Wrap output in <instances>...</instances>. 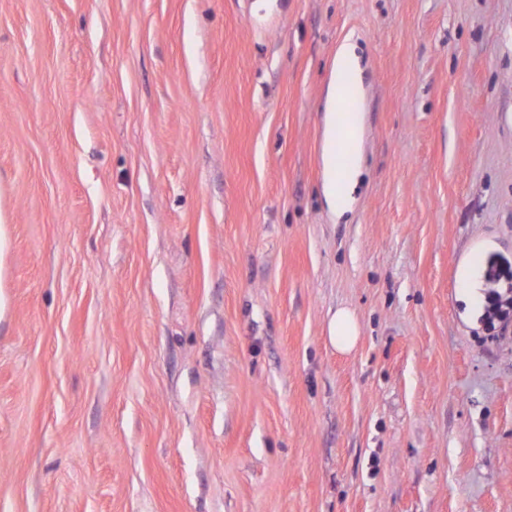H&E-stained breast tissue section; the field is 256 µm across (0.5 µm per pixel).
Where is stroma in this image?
<instances>
[{
  "label": "stroma",
  "instance_id": "1",
  "mask_svg": "<svg viewBox=\"0 0 512 512\" xmlns=\"http://www.w3.org/2000/svg\"><path fill=\"white\" fill-rule=\"evenodd\" d=\"M511 277L512 0H0V512H512ZM360 60L354 44L345 42L341 45L336 52L335 78L332 77L330 80L327 92V123L322 149L326 176L322 192L330 210L339 216L349 210L352 194L355 192L362 171V155L360 151V103L352 98H346L340 111L336 112L341 98L337 62L343 61L354 67L359 73ZM347 112H355V114L352 115ZM343 143H347L349 147V162L339 179L336 158L337 152ZM487 318L490 324L495 328V322L501 324L502 328H505L511 324L512 319V299L511 297L504 300L501 297H497L492 300V303L488 309ZM358 323L350 310L341 308L330 318L328 339L339 353H350L359 340Z\"/></svg>",
  "mask_w": 512,
  "mask_h": 512
}]
</instances>
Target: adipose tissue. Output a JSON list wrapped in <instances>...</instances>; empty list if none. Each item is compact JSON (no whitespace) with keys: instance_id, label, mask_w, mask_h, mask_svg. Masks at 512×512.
Masks as SVG:
<instances>
[{"instance_id":"ef3b65f1","label":"adipose tissue","mask_w":512,"mask_h":512,"mask_svg":"<svg viewBox=\"0 0 512 512\" xmlns=\"http://www.w3.org/2000/svg\"><path fill=\"white\" fill-rule=\"evenodd\" d=\"M341 93L338 81H330L327 92V123L322 149L325 181L322 192L330 210L344 214L349 209L352 195L362 171L360 151L361 128L359 115L339 111ZM349 147V162L338 168L337 152L341 145Z\"/></svg>"}]
</instances>
